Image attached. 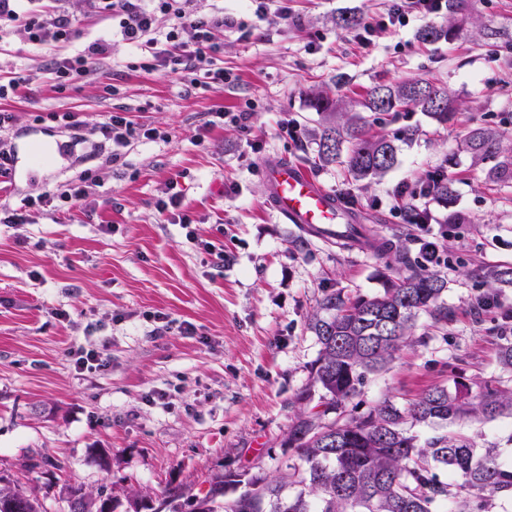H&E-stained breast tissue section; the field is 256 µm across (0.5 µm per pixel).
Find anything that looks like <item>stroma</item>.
<instances>
[{"mask_svg": "<svg viewBox=\"0 0 512 512\" xmlns=\"http://www.w3.org/2000/svg\"><path fill=\"white\" fill-rule=\"evenodd\" d=\"M477 25L507 30L496 46L468 39L426 44L423 18L391 26L371 44L352 39L336 16L380 13L385 0H294L301 23L224 32L217 63L230 86L199 89L150 71L132 48L113 42L97 78L53 90L43 70L52 52L20 42L0 67L32 75L13 112V142L48 147L42 165L19 160L0 184V203L21 204L82 176L96 180L94 211L39 210L27 224H0V474L38 491L46 512H68L60 488L71 482L107 490L115 512H133L135 494L177 490L182 512L207 491L211 475L272 477L291 463L282 446L310 382L319 345L308 328L325 290L347 296L383 290L387 270L357 248L341 250L304 236L269 203L264 177L275 161L305 164V136L319 119L307 100L317 84L361 98L377 80L425 78L455 97L452 121L411 110L385 132L418 128L396 164L371 184L336 165L312 175L358 220L397 250L419 259L417 240L441 237L448 319L424 315L414 346L368 377L361 410L384 399L406 406L455 381L512 385L499 352L512 343V284L487 274L512 267V184L491 183L459 149L465 130L487 124L512 145V0H468ZM253 107L251 136L216 119L219 110ZM164 131L112 160L96 134L103 113ZM76 110L86 132L75 139L49 118ZM260 143L251 149L250 140ZM452 182L451 204L420 201L433 224L409 223L397 186L436 167ZM182 191L191 226L158 215L169 179ZM462 224L449 229L448 218ZM501 306L483 308L488 292ZM94 350L105 368L81 371L73 354ZM479 447L512 459V416L466 424ZM43 459L60 469L40 467Z\"/></svg>", "mask_w": 512, "mask_h": 512, "instance_id": "35a3bbf8", "label": "stroma"}]
</instances>
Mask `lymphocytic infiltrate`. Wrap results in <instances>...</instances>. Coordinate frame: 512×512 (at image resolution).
<instances>
[{"mask_svg": "<svg viewBox=\"0 0 512 512\" xmlns=\"http://www.w3.org/2000/svg\"><path fill=\"white\" fill-rule=\"evenodd\" d=\"M21 0H0V48L14 41L59 49L60 54L46 70L56 90L71 81L95 74L106 63L112 44L100 40L88 42L83 49L71 51L80 36L67 0H30L22 9ZM88 14L117 21L116 41L139 50L147 59L146 67L161 75L206 88L230 85L234 79L219 67L215 55L224 43L225 29L237 26L235 17L223 10L202 9L198 0H84ZM447 0H387L384 13L368 17L352 32L359 43H369L374 34L387 26L405 23L409 17H434L444 14ZM168 26H161V19ZM115 41V42H116ZM98 132L113 145L112 159L120 161L123 151L137 140H165L157 128L138 123L127 111L106 113ZM93 185L87 178L68 182L56 192L25 200L18 209L0 207V224H25L31 209L88 207Z\"/></svg>", "mask_w": 512, "mask_h": 512, "instance_id": "f902f5d3", "label": "lymphocytic infiltrate"}]
</instances>
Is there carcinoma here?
<instances>
[{
  "instance_id": "obj_1",
  "label": "carcinoma",
  "mask_w": 512,
  "mask_h": 512,
  "mask_svg": "<svg viewBox=\"0 0 512 512\" xmlns=\"http://www.w3.org/2000/svg\"><path fill=\"white\" fill-rule=\"evenodd\" d=\"M464 0H448L446 24L425 25L421 39L429 43L467 36L459 18ZM310 107L321 114L308 131L316 145L313 164L342 165L357 182L383 176L397 161V143L415 139L418 129L396 134L370 133L374 123L408 108H418L438 123L456 111L448 92L426 79L397 83L376 82L367 91L364 108L348 112L338 97L323 89L308 92ZM474 163H492V182L512 180V147L503 135L472 127L460 142ZM435 199L453 196L448 178L438 175ZM360 243L373 258L394 273L383 292L353 299L336 291L322 295L309 328L320 345L311 368V386L320 391L317 402L304 391L305 406L292 421L282 446L297 462L268 479L247 481L238 473L215 476L209 490L196 497L194 512H484L494 499H512V463L494 448L481 450L463 431L446 432L424 440L406 425L436 421L493 420L512 413V391L488 383L436 386L406 408L386 399L367 413L346 412L368 375L379 371L402 348L414 343L416 320L422 313L448 317L439 303L448 281L438 269L411 262L407 253L390 256L391 247L376 239L362 224H349L328 242L339 248ZM245 484L237 498L222 499L228 486ZM294 488L295 494L286 490ZM69 512H99L110 499L105 489L92 496L80 484L66 483ZM0 512H42L32 492L0 476Z\"/></svg>"
}]
</instances>
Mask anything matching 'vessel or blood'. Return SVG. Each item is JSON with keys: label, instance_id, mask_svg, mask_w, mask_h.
I'll return each mask as SVG.
<instances>
[{"label": "vessel or blood", "instance_id": "vessel-or-blood-1", "mask_svg": "<svg viewBox=\"0 0 512 512\" xmlns=\"http://www.w3.org/2000/svg\"><path fill=\"white\" fill-rule=\"evenodd\" d=\"M266 183L270 202L289 222L335 231L341 205L304 168L287 161L271 163L266 169Z\"/></svg>", "mask_w": 512, "mask_h": 512}]
</instances>
